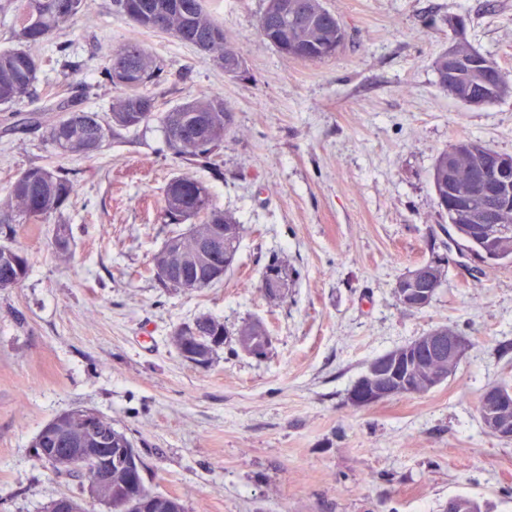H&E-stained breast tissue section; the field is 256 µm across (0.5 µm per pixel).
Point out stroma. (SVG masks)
I'll return each instance as SVG.
<instances>
[{"instance_id":"35a3bbf8","label":"stroma","mask_w":512,"mask_h":512,"mask_svg":"<svg viewBox=\"0 0 512 512\" xmlns=\"http://www.w3.org/2000/svg\"><path fill=\"white\" fill-rule=\"evenodd\" d=\"M88 3L89 17L40 47L36 94L0 112V196L34 165L65 167L73 181L61 219L20 226L14 243L32 267L0 288V512H36L75 492L32 443L76 408L131 437L147 484L187 512H443L458 494L512 512V441L484 434L475 413L487 384L512 381V264L449 245L431 184L437 155L459 141L512 155V96L467 106L438 87L433 67L464 40L512 76V0H325L346 41L315 62L260 38L265 0H218L219 22L245 52L242 79L110 0ZM128 43L164 70L160 111L210 92L234 108L222 176L193 171L244 226L232 270L212 287L164 288L155 276L154 256L186 230L163 221L177 165L158 123L89 160L58 154L44 129L26 126L61 89L66 60L105 112L114 91L98 48ZM61 222L65 253L54 244ZM274 256L288 275L277 300L262 288ZM437 257L447 263L434 300L403 309L398 278ZM201 315L232 333L262 322L268 354L187 362L172 337ZM441 325L471 342L452 376L424 394L349 405L372 358Z\"/></svg>"}]
</instances>
